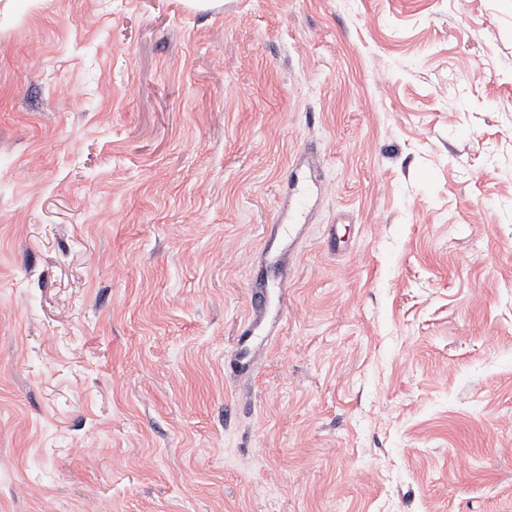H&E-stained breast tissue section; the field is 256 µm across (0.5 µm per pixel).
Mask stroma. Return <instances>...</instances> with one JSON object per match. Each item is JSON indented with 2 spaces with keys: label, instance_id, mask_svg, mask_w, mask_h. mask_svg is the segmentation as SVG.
I'll list each match as a JSON object with an SVG mask.
<instances>
[{
  "label": "stroma",
  "instance_id": "1",
  "mask_svg": "<svg viewBox=\"0 0 512 512\" xmlns=\"http://www.w3.org/2000/svg\"><path fill=\"white\" fill-rule=\"evenodd\" d=\"M104 500L512 512V0H0V512ZM268 289L256 288L251 296V305L257 313L255 317L241 330L237 341V348L240 351L237 367L245 369L247 367V356L254 336L263 333L267 324L268 315Z\"/></svg>",
  "mask_w": 512,
  "mask_h": 512
}]
</instances>
